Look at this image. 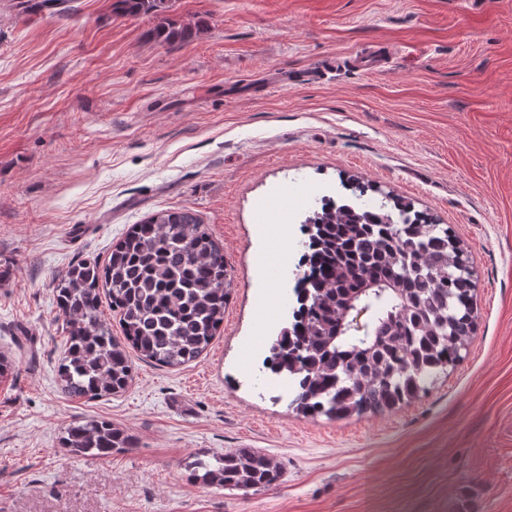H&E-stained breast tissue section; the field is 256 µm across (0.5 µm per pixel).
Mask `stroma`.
<instances>
[{"instance_id": "stroma-1", "label": "stroma", "mask_w": 512, "mask_h": 512, "mask_svg": "<svg viewBox=\"0 0 512 512\" xmlns=\"http://www.w3.org/2000/svg\"><path fill=\"white\" fill-rule=\"evenodd\" d=\"M17 18L0 0V512H512V0H173L185 47L111 0ZM388 57L363 69L365 54ZM363 183L456 234L478 309L462 361L401 407L298 416L260 367L287 317L263 231L288 244L321 196ZM188 208L224 248L230 295L204 354L134 359L122 393L73 400L54 273L104 262L130 225ZM101 417L136 448H62ZM248 448L276 487L191 482L183 462Z\"/></svg>"}]
</instances>
